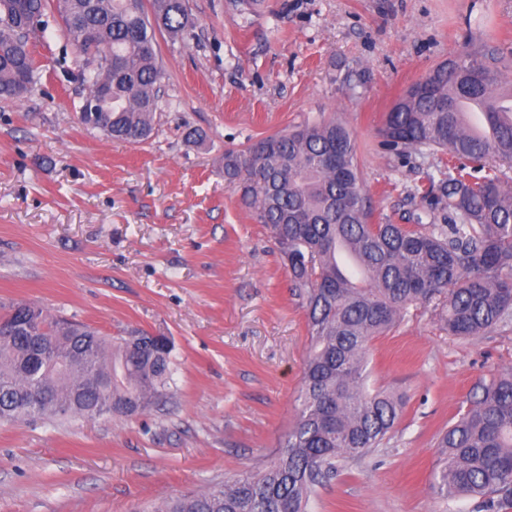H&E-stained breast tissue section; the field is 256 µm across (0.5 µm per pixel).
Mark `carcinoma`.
I'll list each match as a JSON object with an SVG mask.
<instances>
[{
	"mask_svg": "<svg viewBox=\"0 0 512 512\" xmlns=\"http://www.w3.org/2000/svg\"><path fill=\"white\" fill-rule=\"evenodd\" d=\"M47 0H0V96L34 78L32 20ZM84 64L87 96L102 80L111 99L92 128L138 143L158 110L161 76L155 32L176 39L194 25L186 0H56ZM112 67L99 62L101 48ZM509 58L494 41L470 44L415 82L383 115L378 134L394 154L448 153V170L418 191L448 210L445 224L415 228L375 221L357 149L339 119L305 121L224 151V175L253 219L265 225L288 265L306 311L309 353L298 408L280 452L232 480L165 499L151 512H309L318 487L344 462L378 448L399 422L402 400L366 387L369 343L431 306L448 335L474 338L512 320V190L492 159L512 163ZM362 269L350 275L344 257ZM140 343L16 303L0 313V423L107 411L133 416L171 395L173 345L138 333ZM66 362L56 372L58 361ZM437 488L446 499L512 507V370L479 386L448 425Z\"/></svg>",
	"mask_w": 512,
	"mask_h": 512,
	"instance_id": "carcinoma-1",
	"label": "carcinoma"
}]
</instances>
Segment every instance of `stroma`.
<instances>
[{"label":"stroma","instance_id":"1","mask_svg":"<svg viewBox=\"0 0 512 512\" xmlns=\"http://www.w3.org/2000/svg\"><path fill=\"white\" fill-rule=\"evenodd\" d=\"M156 35L150 138L83 126L73 36L55 9L30 36L31 90L0 97V304L30 303L113 337L174 344V396L132 417L0 425V512H143L270 459L296 413L309 341L267 229L224 177V151L336 117L377 214L400 223L441 165L376 130L403 91L467 35L512 43V0H188ZM512 369V323L449 336L410 310L375 338L368 385L399 393L383 444L319 488L312 512H475L434 488L440 430Z\"/></svg>","mask_w":512,"mask_h":512}]
</instances>
